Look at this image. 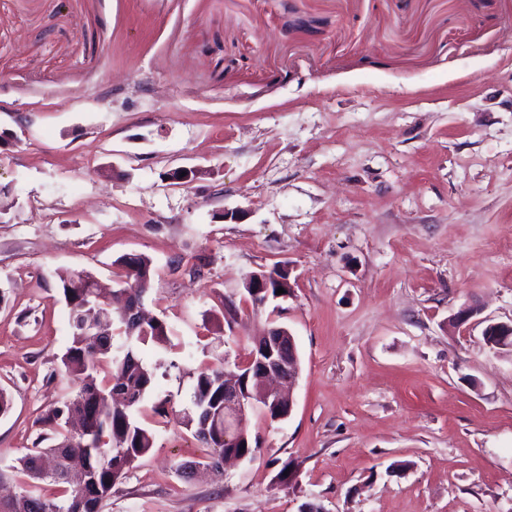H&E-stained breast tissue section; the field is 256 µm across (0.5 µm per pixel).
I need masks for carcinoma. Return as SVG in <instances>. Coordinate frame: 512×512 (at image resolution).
<instances>
[{"mask_svg":"<svg viewBox=\"0 0 512 512\" xmlns=\"http://www.w3.org/2000/svg\"><path fill=\"white\" fill-rule=\"evenodd\" d=\"M115 264L121 269L124 288L119 296L122 306L107 310L115 328L100 335L88 336L84 329L85 304L99 300L97 282L88 272L73 274L62 280V291L70 306L71 334L61 358L63 372L81 382L79 388L47 411L42 421L55 427L62 440L46 448L44 438L36 439L39 449L20 459L21 471L29 482L18 494L0 499V512H99L101 503L112 495L128 471L154 446L151 430L135 418L137 406L151 391L154 371L138 357L141 347L163 342L169 326L161 319H127L125 311L142 299L152 286V261L144 254L130 259L120 256ZM270 274V297L276 291L290 292L288 272L273 268ZM224 367L218 364L197 373L193 410L183 417V424L194 437L211 449L204 465L221 468L224 455L235 452L249 459L259 445L240 441L232 448L224 440ZM96 427L94 437L86 434ZM48 456L55 461L49 472L39 463ZM50 480L62 486L61 495L46 498L36 493V483Z\"/></svg>","mask_w":512,"mask_h":512,"instance_id":"obj_1","label":"carcinoma"}]
</instances>
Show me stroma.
Wrapping results in <instances>:
<instances>
[{"label":"stroma","mask_w":512,"mask_h":512,"mask_svg":"<svg viewBox=\"0 0 512 512\" xmlns=\"http://www.w3.org/2000/svg\"><path fill=\"white\" fill-rule=\"evenodd\" d=\"M0 130V466L68 386L61 276L141 253L173 412L101 512H512V0H0ZM273 325L290 416L181 477L198 371ZM267 273L270 275V288H268V284H267V282H268V274ZM273 274H275L277 277H279L280 280L275 278L273 276ZM251 275H249L247 277V280ZM246 281H245L244 287L250 297H251L250 291L252 292L253 297L257 298L263 291H265L266 288H268L267 292H270L269 298L270 297L274 298L277 296L285 297V296H288V293L290 292V286L288 284V273L286 271H284L283 269H280L277 267L273 268L270 271H266V273H264V274H254L253 277L247 281V288L250 291H248L246 289ZM279 288H283L284 293L277 295L276 291ZM251 300L254 305L259 306V304H257V301L255 299H253L251 297ZM483 340L485 341L486 345L488 347H491L493 345H496L494 342H498L496 347L499 348H506L507 349H495V350H504L509 351V347L512 346L510 344L509 346H504V343H508L512 339V322L505 323V322H489L484 327L482 331ZM491 339V341H489Z\"/></svg>","instance_id":"35a3bbf8"}]
</instances>
